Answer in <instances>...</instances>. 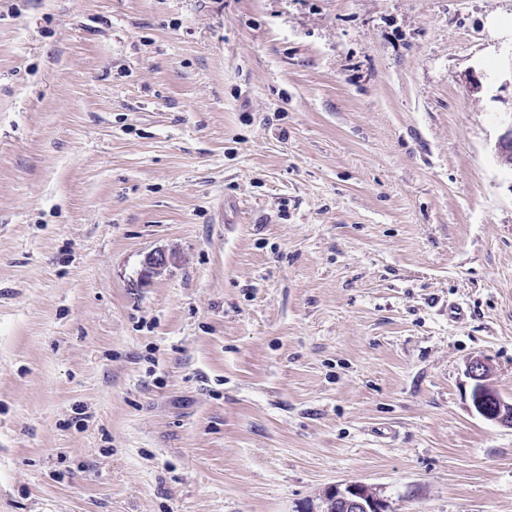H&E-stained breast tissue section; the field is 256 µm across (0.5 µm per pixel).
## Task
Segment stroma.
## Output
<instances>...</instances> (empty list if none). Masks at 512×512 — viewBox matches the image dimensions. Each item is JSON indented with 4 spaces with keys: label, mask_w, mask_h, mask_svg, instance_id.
Segmentation results:
<instances>
[{
    "label": "stroma",
    "mask_w": 512,
    "mask_h": 512,
    "mask_svg": "<svg viewBox=\"0 0 512 512\" xmlns=\"http://www.w3.org/2000/svg\"><path fill=\"white\" fill-rule=\"evenodd\" d=\"M510 110L512 0H0V512H512ZM497 157L501 165L512 168V113L504 122L502 134L496 145ZM467 375L474 381L472 404L475 411L484 419L507 428H512V401L498 399L489 382V368L480 358L472 360L467 367ZM490 401L501 404L491 407ZM321 512H388V506L374 489L362 482L329 487Z\"/></svg>",
    "instance_id": "1"
}]
</instances>
